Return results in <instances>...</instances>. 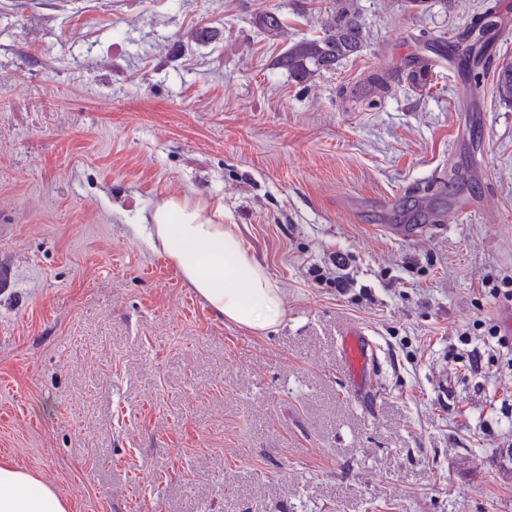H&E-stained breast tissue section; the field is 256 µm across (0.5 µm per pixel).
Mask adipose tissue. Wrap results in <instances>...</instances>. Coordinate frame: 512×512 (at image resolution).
I'll list each match as a JSON object with an SVG mask.
<instances>
[{
	"mask_svg": "<svg viewBox=\"0 0 512 512\" xmlns=\"http://www.w3.org/2000/svg\"><path fill=\"white\" fill-rule=\"evenodd\" d=\"M153 250L218 317L265 330L280 320L282 291L224 209L188 196L156 203L146 223L135 225ZM0 512H68L66 500L29 472L0 464Z\"/></svg>",
	"mask_w": 512,
	"mask_h": 512,
	"instance_id": "obj_1",
	"label": "adipose tissue"
}]
</instances>
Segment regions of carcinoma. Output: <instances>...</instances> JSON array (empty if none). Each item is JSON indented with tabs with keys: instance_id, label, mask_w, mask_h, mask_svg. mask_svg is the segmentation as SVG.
<instances>
[{
	"instance_id": "carcinoma-1",
	"label": "carcinoma",
	"mask_w": 512,
	"mask_h": 512,
	"mask_svg": "<svg viewBox=\"0 0 512 512\" xmlns=\"http://www.w3.org/2000/svg\"><path fill=\"white\" fill-rule=\"evenodd\" d=\"M321 20V35L292 45L282 54L277 65L302 79L322 70H332L343 59L359 52L363 46V24L359 11L348 0H332ZM256 24L269 35L282 29L277 14L264 12L256 17ZM362 91L382 96L391 91L390 77L384 70L371 73ZM496 91L504 100L512 101V62L502 64L496 75Z\"/></svg>"
}]
</instances>
